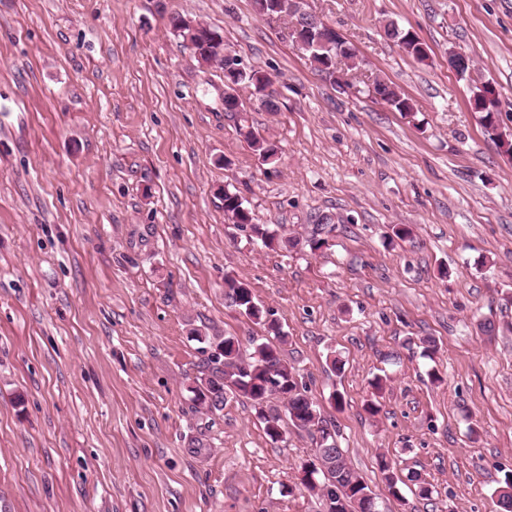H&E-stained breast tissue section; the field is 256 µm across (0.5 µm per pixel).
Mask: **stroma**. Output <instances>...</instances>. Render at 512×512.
Returning a JSON list of instances; mask_svg holds the SVG:
<instances>
[{
    "label": "stroma",
    "mask_w": 512,
    "mask_h": 512,
    "mask_svg": "<svg viewBox=\"0 0 512 512\" xmlns=\"http://www.w3.org/2000/svg\"><path fill=\"white\" fill-rule=\"evenodd\" d=\"M308 5L355 49V80L384 79L416 114L319 76L253 0H0V512H320L295 488L306 433L271 442L237 399L194 407L195 331L266 334L225 301L228 275L281 325L284 358L381 512H499L494 490L512 474V158L448 56L473 59L512 131V0ZM176 14L270 75L276 111L243 86L244 112L227 115L223 70L171 35ZM389 21L426 61L385 35ZM242 124L280 148L276 164ZM224 188L254 223L303 240L324 213L335 229L316 252L265 248L226 219ZM382 454L431 497L393 498ZM239 134L247 142L253 153L263 162L272 164L279 160L277 146L255 134L250 127L241 126Z\"/></svg>",
    "instance_id": "obj_1"
}]
</instances>
